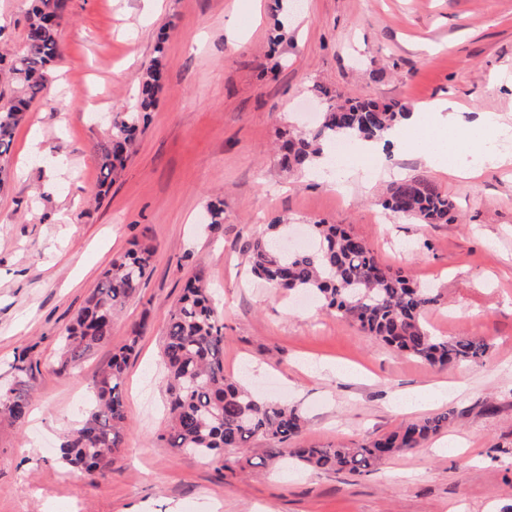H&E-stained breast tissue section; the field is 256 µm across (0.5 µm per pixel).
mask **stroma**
<instances>
[{
    "mask_svg": "<svg viewBox=\"0 0 512 512\" xmlns=\"http://www.w3.org/2000/svg\"><path fill=\"white\" fill-rule=\"evenodd\" d=\"M30 4L0 0L1 57L22 50ZM162 32L157 106L98 196L96 148L133 106ZM60 45L52 101L34 103L17 128L0 184V386L12 383L15 356L33 363L32 414L0 419V512H512V164L465 180L383 151L376 177L346 176L339 195L322 175L282 170L275 152L279 130L313 128L325 111L317 83L409 107L448 98L461 120L491 112L512 124V0H299L288 12L275 0H70ZM404 177L448 194L457 221L385 217L386 190ZM215 199L224 222L212 231ZM275 216L294 236L317 221L347 225L383 264L435 288L441 301L425 322L440 336L484 338L485 364L432 368L321 303L265 287L245 245ZM136 241L156 248L151 274L111 340L58 373L75 313ZM198 273L219 292L225 374L299 407L302 442L356 443L451 407L447 447L431 440L363 475L280 462L227 469L162 447L164 319ZM137 323L123 448L111 476L92 479L58 463L57 450ZM336 363L346 377L325 373ZM423 389L442 397L401 411L399 398Z\"/></svg>",
    "mask_w": 512,
    "mask_h": 512,
    "instance_id": "35a3bbf8",
    "label": "stroma"
}]
</instances>
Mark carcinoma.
I'll return each instance as SVG.
<instances>
[{
  "label": "carcinoma",
  "mask_w": 512,
  "mask_h": 512,
  "mask_svg": "<svg viewBox=\"0 0 512 512\" xmlns=\"http://www.w3.org/2000/svg\"><path fill=\"white\" fill-rule=\"evenodd\" d=\"M69 12L68 0H33L29 10L22 51L10 61L6 72L16 85L13 94H0V184L12 161L15 129L25 120L31 105L45 99L52 74L62 53L59 33ZM142 71L135 112H118L112 134L99 155L100 191L108 192L112 179L131 154L144 113L156 105L162 79L163 47ZM314 93L329 102L318 127L307 133L284 129L278 134V164L293 172L314 165L324 146L353 137L381 140L384 133L408 116L396 100L377 101L342 97L320 84ZM383 207L395 216L412 217L426 224L454 221L455 204L431 182L409 177L392 183ZM209 227L224 223V202L207 205ZM281 228L276 218L266 231L247 245L251 273L268 287L309 294L323 306L346 319L368 336L393 350L438 369L464 363H482L489 344L472 336L442 337L423 321L425 311L440 295L400 271L382 265L368 243L340 224L317 221L309 225L312 248L288 251L273 247L267 235ZM156 248L134 247L112 261L91 289L61 342L59 372H67L110 341L112 326L126 302L141 288L149 274ZM145 324L133 325L125 343L112 355V362L94 383L95 399L80 425L61 442L57 459L91 477L105 479L119 459L124 442L126 416L122 385L129 358L136 352ZM162 387L168 402L169 420L159 441L178 454L212 457L230 469L241 463L231 456L253 440H271L253 467L268 462L291 461L312 470L366 474L388 457L421 447L431 436L450 425L452 409L403 423L385 434L370 437L354 447L290 442L303 433L306 418L286 402L262 400L237 380L224 374V324L203 275L197 274L164 320L161 356ZM31 397L25 381L0 390V417L24 420Z\"/></svg>",
  "instance_id": "carcinoma-1"
}]
</instances>
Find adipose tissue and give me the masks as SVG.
Returning a JSON list of instances; mask_svg holds the SVG:
<instances>
[{"instance_id":"adipose-tissue-1","label":"adipose tissue","mask_w":512,"mask_h":512,"mask_svg":"<svg viewBox=\"0 0 512 512\" xmlns=\"http://www.w3.org/2000/svg\"><path fill=\"white\" fill-rule=\"evenodd\" d=\"M512 136V127L495 114L484 112L471 123H461L452 102L417 106L405 123L388 134L405 151L432 169L460 178L476 177L485 164L497 157L486 149L492 140Z\"/></svg>"}]
</instances>
